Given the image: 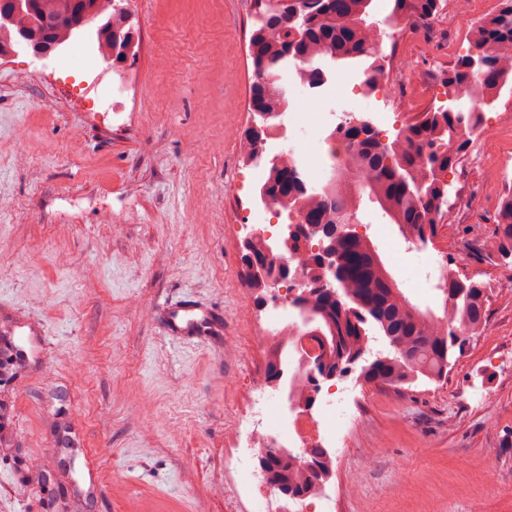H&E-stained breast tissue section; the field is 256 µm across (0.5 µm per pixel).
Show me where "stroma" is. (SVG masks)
<instances>
[{
  "label": "stroma",
  "mask_w": 512,
  "mask_h": 512,
  "mask_svg": "<svg viewBox=\"0 0 512 512\" xmlns=\"http://www.w3.org/2000/svg\"><path fill=\"white\" fill-rule=\"evenodd\" d=\"M255 11V0H137L139 50L106 75L136 78L118 122L92 121L81 98L76 65L89 44L46 64L22 52L0 60V301L48 336L42 364L0 382L10 413L0 512H77L80 474L55 464L63 424L97 454L104 494L93 512H255L234 488L274 333L235 247L256 190L238 145ZM434 32L447 34V20L391 41L422 59L399 114L446 102L454 58L430 47ZM448 182L482 198L439 235L462 255L455 269L490 286L486 330L464 338L438 381L395 390L355 372L338 379L353 426L330 478L339 512H512V266L490 249L507 186L495 164ZM358 231L410 300L442 312L441 291L416 293L429 272L417 253L440 256L437 244L406 242L367 202ZM186 292L223 309L217 348L165 336L160 306Z\"/></svg>",
  "instance_id": "obj_1"
}]
</instances>
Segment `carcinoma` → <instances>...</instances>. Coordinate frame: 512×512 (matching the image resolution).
Segmentation results:
<instances>
[{"instance_id": "1", "label": "carcinoma", "mask_w": 512, "mask_h": 512, "mask_svg": "<svg viewBox=\"0 0 512 512\" xmlns=\"http://www.w3.org/2000/svg\"><path fill=\"white\" fill-rule=\"evenodd\" d=\"M32 11L18 16L17 23L33 24L51 40L71 41L75 22L88 11L97 12L104 22L93 41L98 59L128 57L136 47L135 32L126 26L111 30L110 22L122 21L128 11L125 0H31ZM257 23L249 39V53L256 85L250 88L249 111L256 116L255 127L243 132L240 142L250 151L244 161L258 159V142L264 140L274 120L288 111L283 94V73L297 69L300 79L318 84L324 64L337 60L343 65L379 60L377 43L388 31L399 26L426 24L435 19L440 0H392L391 10L370 26L364 23L369 0H260ZM16 27H0V56L16 52ZM478 38L457 54L453 67L443 79L448 98L457 101L456 89L478 79L472 85L475 106L483 112L487 103L512 91V0H500L496 14L476 29ZM475 113L459 107L415 112L403 132L390 143H381L370 126L362 128L356 139L357 122L349 121L343 136L352 146L350 184L306 187L299 169L283 157L268 161L263 181L270 200H288L298 211L299 234L288 251L297 253L308 277V297L296 293L300 310L313 316L306 323L295 321L276 334L268 363L266 384L275 389V368L288 371V350L299 337L320 329L327 341L315 338L324 370L342 377L348 361L363 362L361 376L377 385H400L423 376L442 378L448 369L456 340L480 333L486 327V303L489 287L471 278H461L451 266L442 265L438 290L444 295L442 315L429 316L406 297L396 285L375 245L352 233L338 240L326 234L341 213H359L363 200L375 204L383 215L397 225L411 244H426L436 234L448 204V183L444 175L460 163L470 146L468 138L456 140L453 132L473 124ZM336 242L346 257L336 274V299L324 285L325 270L319 255L305 248L314 242L325 247ZM246 285L266 298L268 278L275 258L269 255L265 237H254L238 245ZM493 251L499 261L512 259V194L504 199L498 214ZM379 330L388 340L392 353L368 360L371 352L370 329ZM318 468L304 465L305 453L281 454L268 449L269 469L278 491L300 497L313 495L331 474V457L325 448L312 449Z\"/></svg>"}]
</instances>
